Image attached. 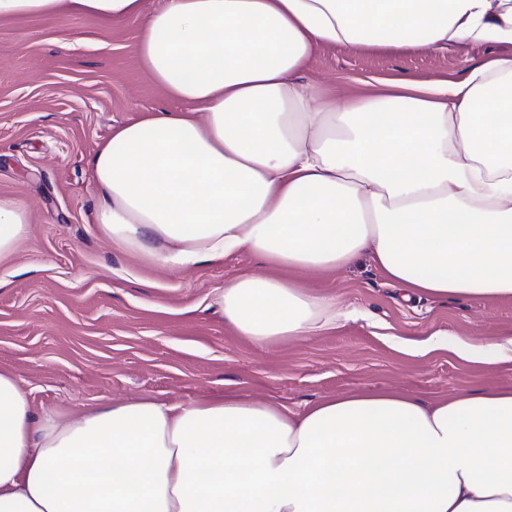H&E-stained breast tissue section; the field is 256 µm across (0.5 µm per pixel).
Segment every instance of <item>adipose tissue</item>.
<instances>
[{
	"label": "adipose tissue",
	"mask_w": 512,
	"mask_h": 512,
	"mask_svg": "<svg viewBox=\"0 0 512 512\" xmlns=\"http://www.w3.org/2000/svg\"><path fill=\"white\" fill-rule=\"evenodd\" d=\"M144 18L136 59L179 112L91 159L96 222L160 266L248 252L302 272L369 256L408 293L512 299V0H0V20ZM501 47L462 78L339 100L322 47ZM30 231L0 195V260ZM251 343L336 329L293 281L213 298ZM0 512H512V389L425 402L360 389L289 413L235 394L35 413L0 370Z\"/></svg>",
	"instance_id": "obj_1"
}]
</instances>
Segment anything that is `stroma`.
<instances>
[{
    "label": "stroma",
    "instance_id": "35a3bbf8",
    "mask_svg": "<svg viewBox=\"0 0 512 512\" xmlns=\"http://www.w3.org/2000/svg\"><path fill=\"white\" fill-rule=\"evenodd\" d=\"M142 26L69 14L0 21V195L18 199L31 220L28 237L0 261V369L36 410L69 416L115 400L183 404L235 392L301 412L359 388L423 400L512 388V363L403 350L436 333L451 344L496 343L512 335V299L408 300L364 256L298 277L353 319L257 346L231 331L209 294L273 267L243 252L174 269L115 245L95 222L93 153L120 125L184 108L138 65ZM497 52L476 43L441 54L326 47L303 79L340 96L368 79L453 81Z\"/></svg>",
    "mask_w": 512,
    "mask_h": 512
}]
</instances>
